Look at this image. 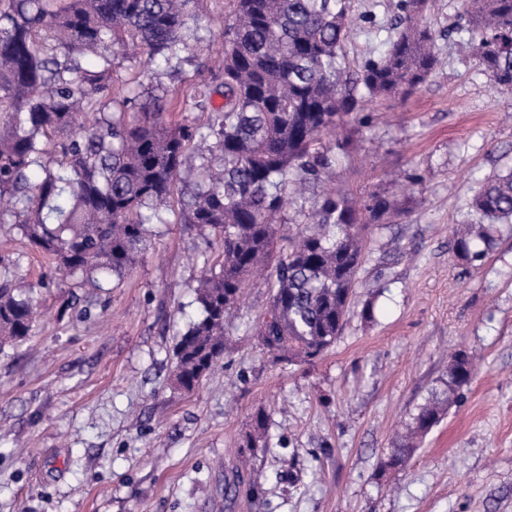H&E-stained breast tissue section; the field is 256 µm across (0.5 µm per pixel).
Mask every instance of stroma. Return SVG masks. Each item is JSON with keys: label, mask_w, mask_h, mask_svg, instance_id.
<instances>
[{"label": "stroma", "mask_w": 512, "mask_h": 512, "mask_svg": "<svg viewBox=\"0 0 512 512\" xmlns=\"http://www.w3.org/2000/svg\"><path fill=\"white\" fill-rule=\"evenodd\" d=\"M462 11L438 0L429 16L442 65L416 93L347 119L337 183L399 214L359 273L373 319L352 316L313 363L239 331L182 393L172 349L218 244L159 224L128 275L79 288L0 226V260L35 284L39 313L28 343L0 350V512H512V237L472 265L452 253L454 227L480 221L479 181L512 169V95L449 38ZM458 350L479 362L462 399L381 470ZM259 409L269 445L252 456L240 443ZM246 463L265 496L227 499Z\"/></svg>", "instance_id": "1"}]
</instances>
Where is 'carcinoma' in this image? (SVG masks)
I'll use <instances>...</instances> for the list:
<instances>
[{
	"label": "carcinoma",
	"mask_w": 512,
	"mask_h": 512,
	"mask_svg": "<svg viewBox=\"0 0 512 512\" xmlns=\"http://www.w3.org/2000/svg\"><path fill=\"white\" fill-rule=\"evenodd\" d=\"M201 0H0V224H11L70 276L102 287L122 279L152 247L150 226L181 195L180 223L222 247L219 270L195 288L199 315L177 333L174 385L195 391L224 358L238 330L234 310L263 275L270 303L255 324L262 349L281 362L311 363L354 313L365 261L364 231L384 223L389 200L360 210L324 187L345 141L327 144L345 118L374 99L408 95L440 65L426 24L435 0H397L387 50L349 73L344 47L354 35L352 0H236L224 18L219 60H195L186 87L112 97L116 60L139 57L155 72L186 60L189 23ZM458 43L493 87L512 94V0H464ZM215 95L224 105L206 109ZM207 112L199 122H167L170 109ZM322 188L303 226L284 233L286 205ZM475 210L486 220L454 238L463 263L485 257L500 224L512 223V170L480 181ZM33 287L0 270V346L36 330ZM475 366L465 351L448 362L444 389L423 404L409 435L390 449L395 468L458 402ZM268 415L251 417L243 448H266ZM233 497L263 496L258 477L236 475Z\"/></svg>",
	"instance_id": "cac0c4a2"
}]
</instances>
